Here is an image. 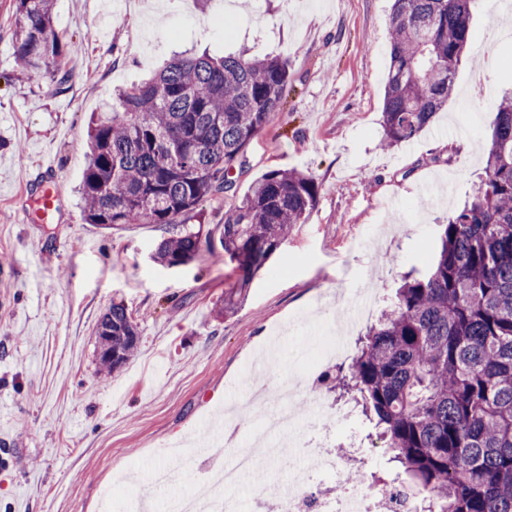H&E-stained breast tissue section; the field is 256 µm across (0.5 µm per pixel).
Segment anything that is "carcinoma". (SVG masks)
<instances>
[{"label": "carcinoma", "instance_id": "1", "mask_svg": "<svg viewBox=\"0 0 512 512\" xmlns=\"http://www.w3.org/2000/svg\"><path fill=\"white\" fill-rule=\"evenodd\" d=\"M477 0H395L380 146L413 140L448 103ZM12 50L31 72H62L71 43L54 27V0H12ZM288 63L246 53L176 57L115 94L91 121L80 188L83 218L107 230L158 224L154 259L183 265L211 249L186 226L234 187L250 142L278 112ZM315 179L271 169L224 210L220 245L238 278L220 316L304 223ZM422 275L407 274L335 387L352 388L391 459L427 494L428 512H512V87L498 98L483 176L448 217ZM107 372L135 354L139 328L121 301L98 323Z\"/></svg>", "mask_w": 512, "mask_h": 512}]
</instances>
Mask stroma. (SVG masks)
Returning <instances> with one entry per match:
<instances>
[{"label":"stroma","mask_w":512,"mask_h":512,"mask_svg":"<svg viewBox=\"0 0 512 512\" xmlns=\"http://www.w3.org/2000/svg\"><path fill=\"white\" fill-rule=\"evenodd\" d=\"M393 0H136L121 21L100 0H55L57 30L78 54L65 87L20 72L11 0H0V512H114L130 504L167 445L194 439L215 414L243 401L244 380L268 355L270 382L301 378L351 323L356 345L402 276L425 271L440 224L471 194L500 89L512 85V10L479 0L448 105L415 139L384 151L382 108ZM247 46L287 60L288 86L251 143L230 192L205 204L207 229L271 169L309 172L318 201L251 280L235 314L217 305L236 275L221 246L186 264L153 259L165 231L85 223L78 188L88 120L173 54L220 57ZM60 167L62 202L24 219L26 181ZM391 264H384V256ZM139 327L134 357L100 371L96 329L112 301ZM295 426L330 449L353 441L345 466L379 483L408 477L389 459L360 406L320 386ZM233 458L216 440L175 485L154 490V512L196 491Z\"/></svg>","instance_id":"obj_1"}]
</instances>
